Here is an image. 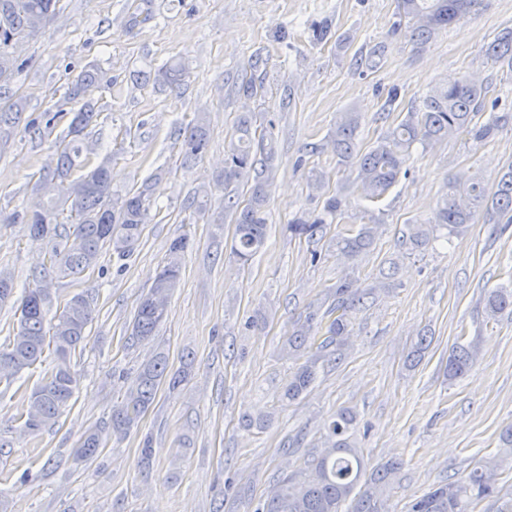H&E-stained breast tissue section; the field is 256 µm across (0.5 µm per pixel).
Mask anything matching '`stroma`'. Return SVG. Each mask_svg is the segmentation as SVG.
I'll list each match as a JSON object with an SVG mask.
<instances>
[{"mask_svg":"<svg viewBox=\"0 0 512 512\" xmlns=\"http://www.w3.org/2000/svg\"><path fill=\"white\" fill-rule=\"evenodd\" d=\"M134 0H60L43 33L12 48L21 68L6 94L22 99L25 119L67 108L74 72L98 67L106 80L88 100L98 116L84 142L111 155L113 193L139 186L156 169L153 186L162 211L144 225L130 257L106 248L79 281L56 280L52 313L74 294L93 300L96 316L71 355L79 380L56 424L32 436L18 417L53 353L34 368L0 383V498L8 512H255L283 475L305 468L325 446L326 426L343 408L357 416L353 439L367 468L390 459L385 512H407L413 499L438 484L464 478L477 462L498 465L500 485L512 489V455L501 451L512 424V318L486 319L484 289L512 288V224L476 222L415 254L398 242L426 223L449 177L478 178L494 189L512 162V118L488 141L457 135L414 145L407 174L378 202L364 200L351 173L339 172L331 141L343 112L361 117L358 140L370 147L421 106L426 93L451 76L489 83L496 113L512 115V66L493 62L488 47L512 29V0H484L482 9L425 42L412 39L396 0H151L156 17L132 28ZM328 24L320 42L313 29ZM287 27V40L274 36ZM263 62L264 97L248 98L235 85L254 56ZM179 57L187 76L180 90L161 93L139 73ZM273 122L278 159L269 185L268 239L248 265L230 248L231 222L210 223L191 203L208 198L220 211L225 195L247 196L244 185L215 188L234 124L243 114ZM209 129L207 151L184 164L178 129L195 117ZM67 121L42 134L16 129L0 139V213L25 211L43 199L37 185L54 164ZM321 144L320 155L305 147ZM324 171L309 184L310 167ZM343 190L342 216L326 239L294 238L283 226L320 214L329 195ZM369 223L377 235L369 251L348 261L330 249L337 229ZM188 236L182 279L151 342L132 338V319L165 261L170 242ZM50 246L27 226L0 223V269L16 294L34 287ZM320 261H312V252ZM395 267L387 288L357 313L341 360L321 358L309 390L292 403L278 399L297 368L281 347L337 278L370 281ZM263 329L249 328L255 315ZM432 344L416 367L406 357L419 336ZM478 340L481 353L461 379L444 367L457 336ZM171 370L191 362V379L160 385L155 400L127 437H105L92 461L72 451L82 435L110 422L139 368L157 352ZM266 416L261 431L245 430L243 415ZM155 453L142 464L144 436Z\"/></svg>","mask_w":512,"mask_h":512,"instance_id":"35a3bbf8","label":"stroma"}]
</instances>
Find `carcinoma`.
<instances>
[{
	"label": "carcinoma",
	"instance_id": "obj_1",
	"mask_svg": "<svg viewBox=\"0 0 512 512\" xmlns=\"http://www.w3.org/2000/svg\"><path fill=\"white\" fill-rule=\"evenodd\" d=\"M60 0H0V90L7 88L14 76L15 64L8 47L15 40L40 33L56 13ZM483 0H397V14L412 24L413 35L425 41L437 30L477 13ZM490 57L512 62V30L499 34L490 44ZM254 61L241 71L237 91L246 97L262 96L263 82L254 71ZM184 68L171 60L155 69L152 82L171 92L179 90ZM103 76L94 69L76 75L67 90L71 101L83 99L86 90L101 84ZM490 87L469 77L455 76L432 89L423 99L422 107L410 112L366 152L356 141L359 117L343 112L336 122L334 150L337 164L353 166L356 184L368 201L377 202L395 185L416 144L430 145L465 133L483 141L497 129L500 117L491 114L480 121ZM25 105L20 101H0V134L21 122ZM70 116L69 141L58 145V158L53 168L42 173V189L52 194L45 203L24 211L30 236L51 243L43 263L41 284L25 290L20 299L19 326L14 336L0 348V379L15 377L41 362L45 350L55 354L56 364L41 378L32 391L26 410L19 416L23 428L31 434L52 425L67 408L78 387L72 371V352L82 343L95 310L82 293L73 295L62 311L46 322L52 304L49 277L78 279L96 263L100 250L108 246L120 257L134 252L143 225L150 212L160 214L150 195L148 183L124 195L112 194L109 163L103 157L92 161V151L84 145L82 135L92 123L95 112L85 103L68 114L62 110L55 117ZM180 154L188 163L202 156L209 135L203 118L197 117L179 129ZM276 161V147L271 131L253 124L248 116L239 117L235 136L224 155V169L217 183L226 187L245 182L250 185L245 205L231 196L224 198V212L231 214L235 224L232 252L246 263L265 247L267 240V187ZM345 204L342 193L329 197L323 211L313 220L297 218L285 225L288 234L314 239L323 235L328 218L336 216ZM483 213L489 224H512V164L497 186L490 192L476 178L465 183L448 178L447 193L441 199L428 224H414L401 247L417 252L437 240V231L452 236L463 232ZM67 214L73 224L72 233L58 234L59 216ZM375 224L344 228L336 233L332 246L344 258L352 260L374 244ZM185 237L173 240L169 257L159 270L150 290L140 300L134 314L132 332L139 341H149L163 322L172 293L181 279L180 255L188 248ZM376 286L360 288L356 280L345 275L336 281L326 309H316L288 337L284 351L300 358L313 350L328 354L341 352L352 324L353 315L364 308L375 295ZM483 308L488 319L512 314V289L492 288L485 292ZM480 349L473 341L457 337L448 353V379L463 377L478 360ZM316 360L307 358L288 378L279 391V400L298 399L316 378ZM186 369L171 373L166 357L158 354L147 362L129 386L122 404L112 411V435L126 436L138 426L141 416L153 402L158 386L164 382L177 388L188 381ZM355 416L342 410L327 425V448L312 461L309 468L290 474L278 483L255 512H341L342 505L354 498L353 512H382V500L395 462L364 471L362 456L351 442L350 431ZM102 427L87 432L74 449L79 462L97 456L101 448ZM484 500L493 502V512H512V491H502L497 484L495 465L490 461L477 464L463 480L440 484L415 498L409 512H474Z\"/></svg>",
	"mask_w": 512,
	"mask_h": 512
}]
</instances>
